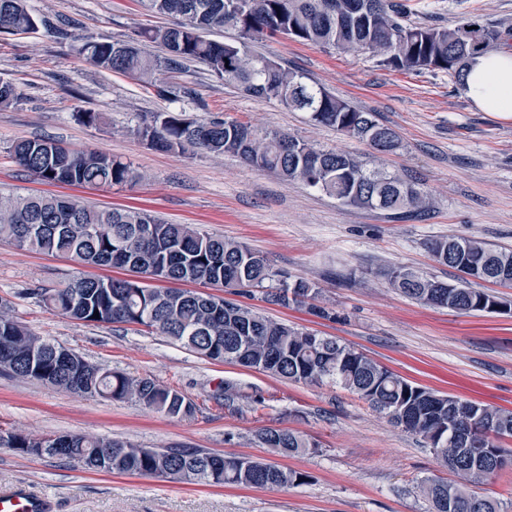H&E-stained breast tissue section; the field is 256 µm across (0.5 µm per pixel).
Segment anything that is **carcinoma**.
<instances>
[{"label":"carcinoma","instance_id":"cac0c4a2","mask_svg":"<svg viewBox=\"0 0 512 512\" xmlns=\"http://www.w3.org/2000/svg\"><path fill=\"white\" fill-rule=\"evenodd\" d=\"M140 3L151 14L182 17L183 22L174 27L138 31L141 39L162 44L166 55L148 56L137 46L118 52L110 42L88 40L80 52L90 64L149 78L161 70L174 73L186 61L200 62L244 94L305 110L315 123L364 141L379 154L400 147L393 128L379 123L372 112L308 87L295 72L252 52L250 43L283 34L345 53L368 50L384 66L419 73L438 70L460 82L469 59L506 36L466 17L452 29L415 23L401 0H237L233 10L225 8L228 0ZM34 26L26 0H0L1 33ZM467 26L477 27L476 39L462 38ZM226 27L237 30V42L204 37L206 31ZM399 28L408 35L397 41L393 31ZM137 134L163 151L200 149L217 158L236 156L258 170L317 188L345 205L386 211L396 221L422 216L430 205L424 191L380 166L370 167L350 153L234 120L200 123L183 112H160ZM11 152L29 173L51 185L112 186L136 178L128 162L56 140L21 139ZM0 241L65 255L85 265L129 266L163 282H203L249 295L258 288L264 301L286 308L303 306L318 293L306 280H289L246 244L201 234L187 224H170L145 211L92 208L60 194H0ZM427 248L438 263L464 277L452 283L405 266L386 268L380 275L412 300L460 314L487 312L500 303L512 305L477 287L485 282L512 288L511 248L455 236L432 239ZM37 295L48 310L77 322L141 326L206 360L346 389L393 425L421 437L455 476L451 481L425 480L432 512H504L502 499L475 488L512 470V450L499 443L512 438V413L414 385L333 337L291 327L216 294L147 288L124 278L80 277L59 288H41ZM60 349V344L15 321L9 307L0 303V368L53 389L133 401L171 418L195 414L194 403L174 389L151 378L104 370L80 355L75 363L65 362L58 355ZM260 441L283 456L303 455L318 447L316 441L288 427L266 428ZM3 442L27 455L74 461L96 473L269 489L295 487L308 480L301 471L202 448H142L83 434L0 435Z\"/></svg>","mask_w":512,"mask_h":512}]
</instances>
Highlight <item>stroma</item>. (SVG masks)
Listing matches in <instances>:
<instances>
[{
    "label": "stroma",
    "mask_w": 512,
    "mask_h": 512,
    "mask_svg": "<svg viewBox=\"0 0 512 512\" xmlns=\"http://www.w3.org/2000/svg\"><path fill=\"white\" fill-rule=\"evenodd\" d=\"M411 18L446 28L469 17L512 29V0H408ZM37 26L0 33V79L19 93L0 106V193L28 194L47 186L25 172L8 148L18 138H53L131 163L138 176L112 186H64L60 192L99 208H140L175 224L246 243L266 254L290 279L315 284L319 301L343 321L283 308L260 294L238 296L257 312L354 346L408 381L442 394L512 411V317L458 314L411 300L379 277L380 269L410 266L444 281L456 270L438 264L429 240L455 235L512 248V120L479 111L443 72L388 68L368 52L342 53L287 38L253 43L254 51L373 113L397 130L399 151L375 155L363 142L313 124L307 112L245 95L198 62L148 82L87 63L84 38L139 42L144 27L177 24L156 17L139 0H27ZM66 22L69 38L49 33ZM175 86L160 98L155 83ZM103 113L85 125L77 111ZM164 111L199 122L237 120L260 130L295 134L317 146L376 161L416 180L433 202L429 214L393 221L385 212L347 206L299 182L245 165L235 156L154 149L136 133ZM130 277L127 269H79L72 260L0 243V299L15 319L107 369L149 377L193 401L180 420L132 401L81 397L28 379L0 374V435L89 434L123 438L146 448H203L249 456L306 472L288 489L191 485L163 477L95 473L56 458L0 447V491L23 486L46 498L49 512H430L425 479L448 470L419 437L402 431L355 394L333 385L275 378L216 363L159 334L123 324H84L51 313L33 291L57 288L78 272ZM233 382L234 408L215 399ZM310 435L318 448L286 458L258 439L268 427Z\"/></svg>",
    "instance_id": "stroma-1"
}]
</instances>
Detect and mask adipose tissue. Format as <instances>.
<instances>
[{
  "label": "adipose tissue",
  "mask_w": 512,
  "mask_h": 512,
  "mask_svg": "<svg viewBox=\"0 0 512 512\" xmlns=\"http://www.w3.org/2000/svg\"><path fill=\"white\" fill-rule=\"evenodd\" d=\"M460 89L480 111L512 119V50L474 55L467 63Z\"/></svg>",
  "instance_id": "obj_1"
}]
</instances>
